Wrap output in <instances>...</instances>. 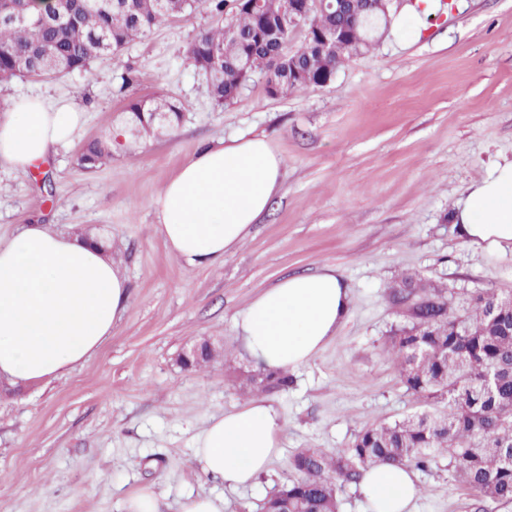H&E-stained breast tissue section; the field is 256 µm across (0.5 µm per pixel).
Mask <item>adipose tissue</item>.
<instances>
[{
	"instance_id": "ef3b65f1",
	"label": "adipose tissue",
	"mask_w": 512,
	"mask_h": 512,
	"mask_svg": "<svg viewBox=\"0 0 512 512\" xmlns=\"http://www.w3.org/2000/svg\"><path fill=\"white\" fill-rule=\"evenodd\" d=\"M82 113L29 97L0 115V163L25 169L71 137ZM284 158L261 136L209 146L153 200L157 233L187 266L223 262L247 240L277 193ZM464 243L490 255L512 253V159L496 160L454 205ZM127 280L104 250L42 224L22 225L0 241V380L24 385L58 378L84 363L111 336L126 310ZM350 290L333 267L290 276L238 315L239 338L263 367L306 365L349 313ZM284 419L264 398L213 418L196 437L205 473L238 488L251 485L280 451ZM360 489L371 512H411L420 489L410 468L376 463Z\"/></svg>"
}]
</instances>
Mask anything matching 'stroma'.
Segmentation results:
<instances>
[{
	"mask_svg": "<svg viewBox=\"0 0 512 512\" xmlns=\"http://www.w3.org/2000/svg\"><path fill=\"white\" fill-rule=\"evenodd\" d=\"M433 10L418 38L382 36L328 86L279 97L257 74L233 103L215 104L186 59L213 22L202 8L85 70L0 82V101L39 95L86 114L33 167L0 166V239L24 224L98 239L130 288L125 314L84 364L25 386L0 382V512H126L145 490L161 512H180L190 491L222 494L224 512H262L300 450L333 455L369 426L425 410L389 354L411 323L393 285L413 275L441 287L454 314L488 289L512 295V254L469 248L451 219L489 163L512 158V0H434ZM130 69L139 79L123 84ZM152 95L180 102L181 119L145 134L125 107ZM117 129L105 163L82 169V146ZM242 133L266 136L284 157L280 188L241 248L186 267L156 232L152 202L199 149ZM328 266L350 288V312L288 390L265 394L285 421L281 455L252 487L227 489L193 454L210 419L257 395L239 382L256 364L237 316L282 278ZM203 339L220 342L222 357L182 366L183 349ZM416 478L414 512H512L454 481L447 458Z\"/></svg>",
	"mask_w": 512,
	"mask_h": 512,
	"instance_id": "stroma-1",
	"label": "stroma"
}]
</instances>
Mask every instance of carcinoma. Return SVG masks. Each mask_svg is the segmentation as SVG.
<instances>
[{"label": "carcinoma", "mask_w": 512, "mask_h": 512, "mask_svg": "<svg viewBox=\"0 0 512 512\" xmlns=\"http://www.w3.org/2000/svg\"><path fill=\"white\" fill-rule=\"evenodd\" d=\"M217 17L199 32L187 59L196 69L216 57L219 69L209 89L216 104L237 97L248 70L263 72L267 85L282 94L322 87L346 59L373 46V35L386 14L375 0H347L345 7L316 10L304 39L291 54L293 66L279 62L281 44L291 41L295 27L261 38L258 31L278 18L281 0H261L258 9L235 8L225 17L226 0H196ZM190 4L171 0L162 11L157 0H68V18H53L54 9L31 14L29 21L0 20V81L16 76H50L86 69L95 55L110 54L145 36L165 20L192 13ZM338 29L345 35L342 51L328 57L314 46L320 30ZM56 68L45 69L44 58ZM169 113L179 120L181 107L167 98L130 101L126 111L137 121L150 113ZM110 156L107 137L91 140L79 156L86 169L97 168ZM393 300L407 307L412 324L392 339V353L408 391L443 405L441 409L394 424L361 431L351 446L334 456L307 448L293 456L297 473L279 494L267 499L275 512H338V490L357 483L364 469L377 462L427 470L440 454L448 456V471L486 498L512 502V309L499 307L504 297L487 290L474 298L465 315L448 313L442 290L407 276L395 285ZM497 385L483 386L487 370ZM289 378L263 367L247 380L253 389L288 387Z\"/></svg>", "instance_id": "cac0c4a2"}]
</instances>
